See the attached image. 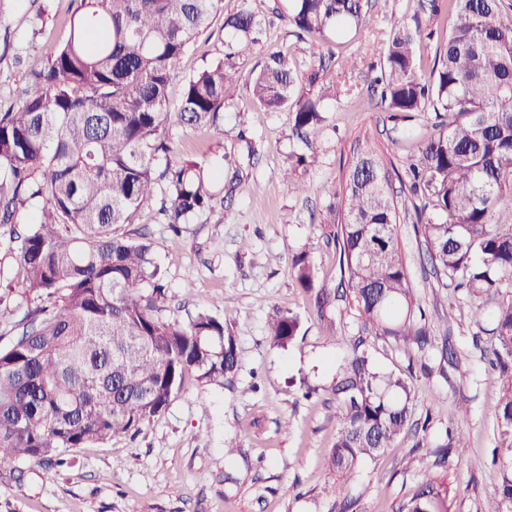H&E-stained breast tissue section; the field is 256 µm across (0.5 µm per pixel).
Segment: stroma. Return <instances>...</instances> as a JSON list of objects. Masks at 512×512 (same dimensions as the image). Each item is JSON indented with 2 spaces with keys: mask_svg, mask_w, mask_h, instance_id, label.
<instances>
[{
  "mask_svg": "<svg viewBox=\"0 0 512 512\" xmlns=\"http://www.w3.org/2000/svg\"><path fill=\"white\" fill-rule=\"evenodd\" d=\"M287 4L223 0L172 79L168 107L174 111L184 79L220 56L225 15L245 7L262 19L259 42L224 91L220 128H191L176 119L169 126L178 151L211 173L215 211L193 216L176 238L161 222L164 197L158 194L129 227L151 240L152 259L163 274L157 316L185 322L207 313L224 321L239 341L236 377L214 389L186 375L178 397L139 435L68 449L64 467L19 461L0 468V512H338L337 480L325 465L336 440L331 386L337 367L353 354L360 320L352 304L338 303L335 335L325 336L297 284L292 257L307 251L319 283L338 287L336 248L326 242L336 223L329 205L356 143L373 139L402 170L434 121L430 112L391 120L371 105L374 67L391 29L403 21L433 31V39L417 49L421 69L430 71L451 20L446 0H367L373 22L366 32L302 42L277 15ZM77 6V0H0L1 108L18 101L27 58L49 56L67 40ZM274 53L289 55L302 70L314 58L324 59L339 89L336 99L325 102L323 159L304 173L311 190L302 196L282 178L292 148L288 112L264 111L250 98L252 78ZM235 170L242 183L224 194L223 176ZM393 197L399 244L433 345L420 350L373 336L366 347L380 370L400 375L412 389L414 419L426 417L430 424L427 432L400 436L362 465L347 482L348 494L356 512H392L454 427L466 446L451 453L440 472L452 492L448 512H482L503 476L491 462L502 379L483 354L488 341L472 342L477 327L464 301L428 261L414 230L418 197L398 184ZM280 311L297 314L303 330L284 349L271 347L267 336L269 319ZM445 342L454 349L449 360L439 350ZM307 384L314 388L308 398ZM462 396L469 400L465 414L457 406ZM228 441L236 442L234 453H226Z\"/></svg>",
  "mask_w": 512,
  "mask_h": 512,
  "instance_id": "stroma-1",
  "label": "stroma"
}]
</instances>
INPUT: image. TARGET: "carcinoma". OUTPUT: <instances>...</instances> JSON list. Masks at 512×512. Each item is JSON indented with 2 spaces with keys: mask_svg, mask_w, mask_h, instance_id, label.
<instances>
[{
  "mask_svg": "<svg viewBox=\"0 0 512 512\" xmlns=\"http://www.w3.org/2000/svg\"><path fill=\"white\" fill-rule=\"evenodd\" d=\"M280 18L322 40L370 26L362 0H289ZM503 0H448L453 25L430 73L416 42L432 33L397 24L373 84L376 106L394 114L432 112L438 122L410 160L406 176L431 211L417 214L429 259L460 293L479 330L491 336L492 365L512 374V16ZM221 0H79L68 40L46 60L31 58L18 107L0 111V238L16 256L0 266V304L14 281L46 304L19 322L0 349V467L19 459L64 463L70 448L136 435L181 392L186 373L224 386L240 364L232 330L199 313L187 323L155 316L158 276L152 244L121 226L133 223L156 191L176 234L193 215L213 209L204 165L175 154L167 137L169 83L191 44L208 29ZM262 22L242 9L224 19L222 56L186 78L178 117L188 126L219 127L224 87L236 60L258 41ZM272 55L253 79L252 100L267 112L286 109L291 136L309 149L290 154L283 176L319 160L317 144L330 87L297 90L324 79ZM391 160L370 142L347 169L331 210L332 233L362 329L420 349L429 332L399 246V219L389 193ZM38 206L37 223L18 225L21 209ZM299 285L311 293L327 330L336 295L317 283L308 253L293 256ZM271 346L299 336L290 312L267 325ZM336 443L326 464L347 479L377 458L412 418L410 390L398 375L357 353L336 371ZM493 462L504 472L484 512H512V379L503 386ZM447 484L427 473L395 512H436Z\"/></svg>",
  "mask_w": 512,
  "mask_h": 512,
  "instance_id": "obj_1",
  "label": "carcinoma"
}]
</instances>
